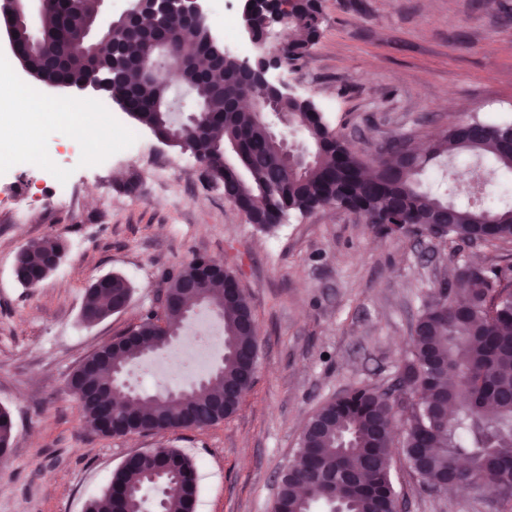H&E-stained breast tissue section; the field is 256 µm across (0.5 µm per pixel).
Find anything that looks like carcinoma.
Listing matches in <instances>:
<instances>
[{
  "label": "carcinoma",
  "mask_w": 512,
  "mask_h": 512,
  "mask_svg": "<svg viewBox=\"0 0 512 512\" xmlns=\"http://www.w3.org/2000/svg\"><path fill=\"white\" fill-rule=\"evenodd\" d=\"M98 12V0H77L63 6L49 3L40 22V38L31 37L24 23H8L9 37L22 47L18 57L37 80L53 86L83 89L92 82L83 64L86 48L63 37L65 29L85 26ZM290 27L304 32L281 46L287 63L309 55L320 35V12L316 0H296ZM125 40L124 29L112 27V42L95 47L98 64L112 62L111 44ZM172 54L182 59L222 58V69L211 76L186 74L193 103L208 110L211 131L195 134L175 113L185 111L182 99H168V87L147 83L128 71L100 91L130 117L153 133L173 138L171 146L188 149L206 164L203 178L218 184L224 196L238 206L252 223L271 233L281 218L291 212L307 213L330 204L345 206L364 216L367 223L392 230L431 225L446 207L447 195L440 186L422 179L430 162L453 161L469 153L476 164L468 178L482 172L490 179L512 177V147L505 146L496 125L487 124L469 143L456 133V125L439 134L429 154L405 164L391 162L380 154L367 156L352 147L316 111L289 98L276 100L279 111L290 115L306 138L309 163L287 166L279 140L258 122L253 113L231 105L215 89L222 80L233 88L242 83L240 59L224 55L210 44L205 29L180 35ZM65 60L53 68L49 54ZM234 148L235 161L224 165V146ZM444 235L463 242L482 241L489 246L512 241V201L494 197L482 188V203H454V223ZM64 250L54 239H44L22 249L23 261L15 277L38 278L45 257ZM186 276L204 282L205 302L220 311L224 327L223 372L201 385L189 388L179 398L165 394L147 400L137 413L141 430L157 426L176 427L192 417L213 425L231 416L239 405L237 393L251 385L249 353L258 348L257 337L245 324L252 315L246 296L225 298L216 289L208 262L196 257L165 278L174 301H181L180 280ZM128 279L112 275L108 285H90L84 308L100 313L118 304ZM401 394L390 399L376 388L360 387L322 405L313 417L322 419L318 429L302 433L293 460L283 470L272 512H312L322 505H339L344 512H394L398 499L392 480V459L400 453L410 469L425 484L451 478L457 460L465 458L470 471L481 473L485 461L495 455L499 464L512 468V270L458 267L455 280L440 285L437 294L423 305L416 321L412 352L399 366ZM112 383V368L103 365L90 376L69 381L86 422L104 436L122 428L127 416L122 407H111L85 387ZM224 394V413L215 414L211 403ZM13 432L11 415L0 410V464L9 459ZM164 470L163 480L179 487L166 497V512H194L197 497L194 462L176 448H160L128 466H119L110 485L90 501L86 512H142L139 497L149 475Z\"/></svg>",
  "instance_id": "obj_1"
}]
</instances>
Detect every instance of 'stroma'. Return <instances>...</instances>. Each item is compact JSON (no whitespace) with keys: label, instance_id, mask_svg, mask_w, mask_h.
<instances>
[{"label":"stroma","instance_id":"35a3bbf8","mask_svg":"<svg viewBox=\"0 0 512 512\" xmlns=\"http://www.w3.org/2000/svg\"><path fill=\"white\" fill-rule=\"evenodd\" d=\"M319 10L318 41L279 76L353 147L424 145L470 118L512 121V0H319ZM131 128L134 151L96 164L88 146L43 125L51 164L28 166L24 200L0 193V408L13 421L0 512H84L127 455L160 446L192 458L195 512H270L316 409L361 385L386 387L425 300L464 263L512 265V243L436 239L420 226L388 233L340 208L265 233L197 161L178 165L182 150L124 113L113 130L122 139ZM60 176L77 197L68 209L43 191ZM19 206L31 213L23 224L12 217ZM48 237L62 240V262L39 287L21 286L17 254ZM195 256L235 275L258 327L257 369L237 411L164 436L91 430L70 375L155 309L164 275ZM109 273L130 281L131 300L85 324V292ZM392 475L403 512H512L484 488L432 492L399 455Z\"/></svg>","mask_w":512,"mask_h":512}]
</instances>
